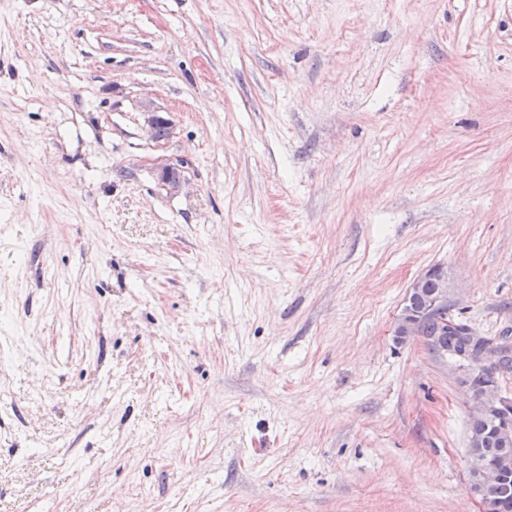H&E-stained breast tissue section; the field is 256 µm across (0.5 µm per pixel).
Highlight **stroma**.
<instances>
[{
  "label": "stroma",
  "mask_w": 512,
  "mask_h": 512,
  "mask_svg": "<svg viewBox=\"0 0 512 512\" xmlns=\"http://www.w3.org/2000/svg\"><path fill=\"white\" fill-rule=\"evenodd\" d=\"M434 267L512 337V0H0V512H479ZM156 168L159 171L161 183L168 189V191L177 193L181 190L184 183V177L181 171L183 166L180 160L161 158L156 163ZM432 279L430 281H426ZM424 294H430L437 289V292L430 295L426 301L427 311H431L433 317L438 321L440 327H445L443 333L454 331V322L448 321V278L440 268L431 269L422 276L415 279L409 286V290L404 302L401 314L397 318L393 330V335L397 341H406L409 336L422 335L419 319H412V310H415L421 300L420 288ZM437 287L436 288V283ZM448 327V330H447Z\"/></svg>",
  "instance_id": "1"
}]
</instances>
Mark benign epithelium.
<instances>
[{
    "mask_svg": "<svg viewBox=\"0 0 512 512\" xmlns=\"http://www.w3.org/2000/svg\"><path fill=\"white\" fill-rule=\"evenodd\" d=\"M160 181L168 191L177 193L181 190L184 177L182 175V162L170 158H161L156 163ZM432 279L437 283V292L430 295L426 301L428 310L440 326L452 332L455 324L448 320V278L439 269H431L415 279L409 286L401 314L397 318L393 336L399 342L406 341L409 336L422 335L419 320L412 319V310L416 309L420 300V288L424 281ZM468 390L473 400L471 419L496 429L499 436L505 440H512V395L502 392L493 377L482 380L477 384L473 378L467 380ZM504 472L503 467H491L475 455L469 456V483L468 494L477 500L480 512H493L494 506L484 500L475 483L482 485L498 481Z\"/></svg>",
    "mask_w": 512,
    "mask_h": 512,
    "instance_id": "1",
    "label": "benign epithelium"
}]
</instances>
